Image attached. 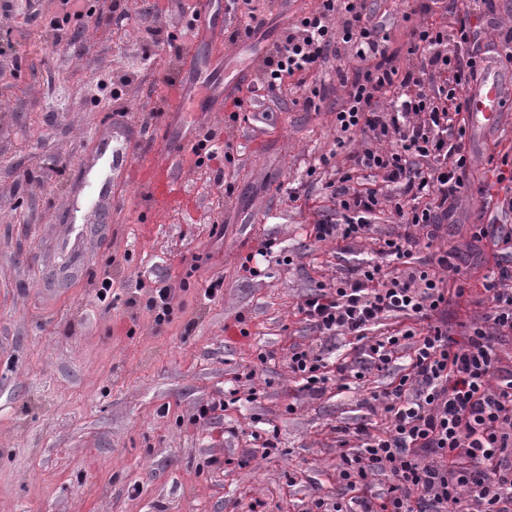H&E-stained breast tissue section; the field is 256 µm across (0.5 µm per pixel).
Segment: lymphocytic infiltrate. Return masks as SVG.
<instances>
[{
	"mask_svg": "<svg viewBox=\"0 0 512 512\" xmlns=\"http://www.w3.org/2000/svg\"><path fill=\"white\" fill-rule=\"evenodd\" d=\"M491 0H451L448 21L412 27L399 69L382 25L366 0H322L321 8L286 28L267 57L261 86L280 89L285 78L305 79L332 58L347 92L336 113V143L352 135V168L380 174L383 189H358L351 175L332 189L335 212L312 231L317 241L368 236L376 211L389 207L394 223L425 229L435 239L457 198L467 193L470 161L459 120L466 89L483 73L487 55L512 65V27L491 52H482L477 22ZM412 234L385 240L382 254L398 261L397 275L381 264L350 269L330 289H319L298 311L320 335L363 337L368 326L400 314L409 326L364 347V367L388 369L401 346L409 360L390 390L375 395L387 423L381 433L356 428L354 445L340 454L338 476L350 504L322 497L308 512H512V373L497 368L494 341L512 335V265L497 266L483 288L488 309L463 341H454L442 316L446 276L459 274L455 249L441 250L432 268L413 260ZM290 371L309 393L329 381L313 350L296 348ZM389 471L393 483L379 498L365 496L370 476Z\"/></svg>",
	"mask_w": 512,
	"mask_h": 512,
	"instance_id": "lymphocytic-infiltrate-1",
	"label": "lymphocytic infiltrate"
}]
</instances>
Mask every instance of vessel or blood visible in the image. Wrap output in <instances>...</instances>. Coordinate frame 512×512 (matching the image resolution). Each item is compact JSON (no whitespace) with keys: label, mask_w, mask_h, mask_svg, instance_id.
<instances>
[{"label":"vessel or blood","mask_w":512,"mask_h":512,"mask_svg":"<svg viewBox=\"0 0 512 512\" xmlns=\"http://www.w3.org/2000/svg\"><path fill=\"white\" fill-rule=\"evenodd\" d=\"M224 5L222 0H197L192 13L195 26L206 29L207 43L224 38ZM206 59L205 45L198 46L185 64L186 79L180 89L167 99L168 112H215L225 96L231 95L234 87L205 77L202 63ZM512 104V73L503 71L493 60H486L483 76L477 84L469 87L465 94V110L473 127L484 131L496 128L506 106ZM153 138L168 144L165 161L151 162L141 170V190L148 202L160 209H175L181 206L184 197L178 178V160L184 150L186 138L183 133L163 124L152 133ZM100 155L109 157L114 178L125 179L132 161L148 154L149 148L142 140H129L120 148H113L108 137L98 141Z\"/></svg>","instance_id":"b4317fda"}]
</instances>
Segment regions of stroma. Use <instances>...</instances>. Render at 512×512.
I'll return each instance as SVG.
<instances>
[{"instance_id":"obj_1","label":"stroma","mask_w":512,"mask_h":512,"mask_svg":"<svg viewBox=\"0 0 512 512\" xmlns=\"http://www.w3.org/2000/svg\"><path fill=\"white\" fill-rule=\"evenodd\" d=\"M192 0H77L99 24L54 23L58 0H31L33 16L0 12V512H306L314 498L343 497L336 481L343 431L382 429L369 405L406 364L360 368L362 343L326 338L299 314L319 286H333L362 260L377 259V239L404 232L381 216L372 238L320 242L312 226L334 207L328 184L349 172L350 150L336 144V111L346 93L328 63L322 78L285 79L280 91L243 89L224 109L183 113L181 124L216 136L222 153L201 166L180 160L186 199L172 212L149 211L135 174L112 187V211L89 216L90 189L76 168L107 175L97 151L108 118L121 111L140 136L166 121L157 87L179 79L184 16ZM224 27L248 11L264 25L220 49L218 70L260 80L263 61L285 28L318 10L321 0H223ZM389 36L399 68L410 23L407 0H367ZM330 91L316 107L302 102L319 82ZM471 192L455 204L447 229L420 238L428 261L448 247L460 273L448 279V332L488 307L483 278L500 247L471 241L476 219L511 224L502 202L512 192V109L487 133L470 137ZM502 160L503 179L487 159ZM484 194H477V187ZM267 248L258 275L241 264ZM183 289L164 323L146 301L161 280ZM113 298L99 302L102 278ZM222 279L223 293L203 290ZM463 297H454L457 286ZM300 345L328 370L345 364V389L318 396L288 370ZM266 363H259V355ZM226 400L222 416L203 423L200 404ZM271 439L276 455L263 457ZM139 493H130L132 485Z\"/></svg>"}]
</instances>
